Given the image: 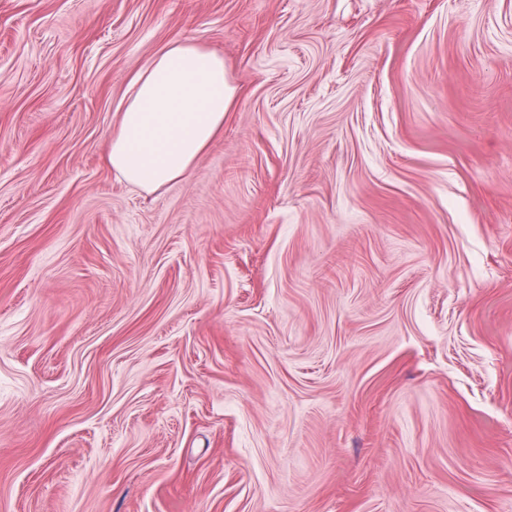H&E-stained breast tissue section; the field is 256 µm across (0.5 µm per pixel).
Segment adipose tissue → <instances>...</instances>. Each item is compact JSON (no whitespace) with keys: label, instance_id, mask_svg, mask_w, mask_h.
<instances>
[{"label":"adipose tissue","instance_id":"obj_1","mask_svg":"<svg viewBox=\"0 0 512 512\" xmlns=\"http://www.w3.org/2000/svg\"><path fill=\"white\" fill-rule=\"evenodd\" d=\"M231 106L223 57L170 42L130 78L109 162L128 184L155 191L184 177L223 131Z\"/></svg>","mask_w":512,"mask_h":512}]
</instances>
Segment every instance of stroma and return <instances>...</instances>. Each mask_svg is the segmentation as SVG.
Wrapping results in <instances>:
<instances>
[{"mask_svg": "<svg viewBox=\"0 0 512 512\" xmlns=\"http://www.w3.org/2000/svg\"><path fill=\"white\" fill-rule=\"evenodd\" d=\"M174 40L234 103L147 194ZM0 512H512V0H0ZM231 106L224 58L189 41L168 43L129 80L112 132V169L147 192L184 177L224 130Z\"/></svg>", "mask_w": 512, "mask_h": 512, "instance_id": "stroma-1", "label": "stroma"}]
</instances>
